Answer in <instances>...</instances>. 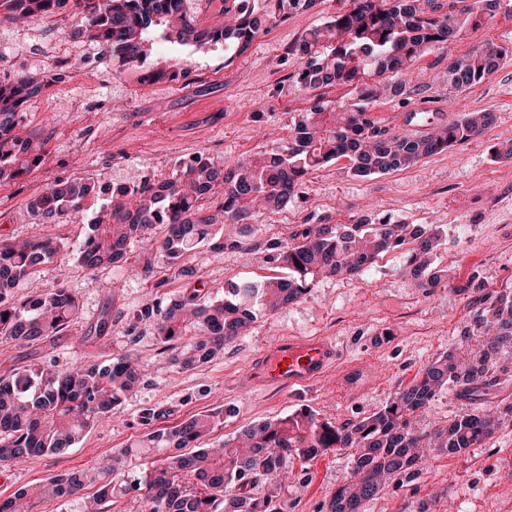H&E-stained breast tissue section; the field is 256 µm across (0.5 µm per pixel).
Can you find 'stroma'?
<instances>
[{
  "mask_svg": "<svg viewBox=\"0 0 512 512\" xmlns=\"http://www.w3.org/2000/svg\"><path fill=\"white\" fill-rule=\"evenodd\" d=\"M339 6V0H317L271 27L229 63L220 50L159 47L156 58L184 60L190 74L146 87L139 84L136 69L75 35L72 20L58 16L29 26L0 25L1 80L18 72L63 76L44 87L22 115L23 131L53 132L44 164L0 183V237H49L59 249L33 280L19 283L15 295L28 297L61 283L81 309L79 324L37 353L0 343V376L38 362L61 369L91 360L108 364L130 349L145 363L136 391L71 448L13 461L0 475V499L53 474L95 470L112 452L154 429L203 412L223 417L207 437L211 443L302 407L338 425L360 420L380 410L425 363L458 347L471 298L457 292L456 284L476 272L487 291L512 289V159L493 153L512 142V16L504 13L458 41L432 48L407 76L406 99L373 107L394 134L420 132L428 124H449L462 113L483 110L496 113L493 126L447 153L369 179L354 177L347 160L331 162L306 176L287 207L258 216L248 230L228 225L223 250L203 243L189 258L170 264L135 241L127 263L90 274L77 263L87 225L30 215L28 200L59 179L91 176L132 186L160 182L195 154L233 163L287 143L295 118L310 104L309 93L293 81L301 61L292 48ZM490 41L510 47V54L480 83L450 90L443 78L449 63ZM364 215L375 224L439 225L442 240L434 265L452 276V285L418 287L401 247L385 253L362 277L316 279L298 302L258 312L246 335L195 368L182 369L162 352L155 322L143 317L144 309L163 311L189 289L213 297L231 284L259 279L267 274L260 259L269 243L288 241L302 224H350ZM147 264L152 267L148 276L142 273ZM105 313L111 327L101 337H89ZM283 336L332 337L341 346V360L296 399L238 389L237 376ZM459 391L453 384L443 387L421 415L419 428L446 424L469 410ZM350 468L345 448L294 460L283 489V512H326ZM424 503L430 512H512V419H505L484 447L427 459L364 510L419 512Z\"/></svg>",
  "mask_w": 512,
  "mask_h": 512,
  "instance_id": "35a3bbf8",
  "label": "stroma"
}]
</instances>
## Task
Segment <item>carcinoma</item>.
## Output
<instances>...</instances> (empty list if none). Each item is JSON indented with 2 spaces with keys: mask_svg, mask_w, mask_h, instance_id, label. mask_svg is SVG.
<instances>
[{
  "mask_svg": "<svg viewBox=\"0 0 512 512\" xmlns=\"http://www.w3.org/2000/svg\"><path fill=\"white\" fill-rule=\"evenodd\" d=\"M316 0H220L224 24L203 27L190 0H0V24L25 26L50 20L69 7L78 34L112 52L124 65L144 69L141 83L188 76L182 63H148L154 47L224 48V62L247 51L273 25L312 8ZM501 12L512 15V0H349V8L307 30L293 47L299 54L296 87L312 93L299 113L291 142L233 165L197 157L180 164L175 176L144 182L112 194L88 220L78 264L94 273L129 260V245L160 231L154 243L169 262L188 256L201 243L214 242L226 224H252L261 212L285 208L312 171L339 158L352 175L367 179L408 168L481 135L495 120L484 110L465 112L447 126L419 134L392 135L371 112L379 94L393 100L405 94L403 76L431 48L451 43L469 27ZM507 54L464 55L448 64V87L462 91L486 77ZM21 73L0 81V183L17 179L45 162L52 132L18 133L19 114L43 87ZM329 88L347 89L348 101L326 98ZM99 194L94 178L60 179L31 198L37 219L83 213ZM441 244L440 226L373 224L362 216L352 224H306L289 242L269 245L267 262L288 275L233 285L209 300L194 290L160 313L157 333L163 351L184 369L208 362L242 335L256 309L274 312L305 295L319 277L357 274L383 252L408 246L407 268L420 288L447 279L431 256ZM50 239L14 242L0 238V341L34 346L61 336L80 317L79 305L62 285L25 300L15 288L53 261ZM471 293L473 309L464 336L486 337L478 349L462 346L426 363L413 383L393 394L379 411L336 426L308 409L246 427L220 448L201 446L218 425V412L194 415L159 428L120 449L96 473L57 474L17 489L0 512H31L46 499L77 496L85 484L101 481L97 495L81 512H106L114 500L131 496L129 512H282V474L292 460L311 459L330 448L351 450L349 476L332 496L327 512H362L398 476L411 474L424 452L454 456L481 448L512 417V402L501 410L479 408L498 384L499 363L512 360V290L485 291L480 274L456 286ZM142 380L139 358L127 351L109 364L87 362L58 371L32 364L0 377V469L20 458L58 454L72 447L96 419L121 406ZM453 383L477 404L434 432L416 433L412 419L437 391ZM193 452L184 453L182 449Z\"/></svg>",
  "mask_w": 512,
  "mask_h": 512,
  "instance_id": "cac0c4a2",
  "label": "carcinoma"
}]
</instances>
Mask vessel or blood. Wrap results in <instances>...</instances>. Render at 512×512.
Listing matches in <instances>:
<instances>
[{"mask_svg":"<svg viewBox=\"0 0 512 512\" xmlns=\"http://www.w3.org/2000/svg\"><path fill=\"white\" fill-rule=\"evenodd\" d=\"M341 350L325 336H289L274 342L239 376L244 389L296 395L338 364Z\"/></svg>","mask_w":512,"mask_h":512,"instance_id":"1","label":"vessel or blood"}]
</instances>
